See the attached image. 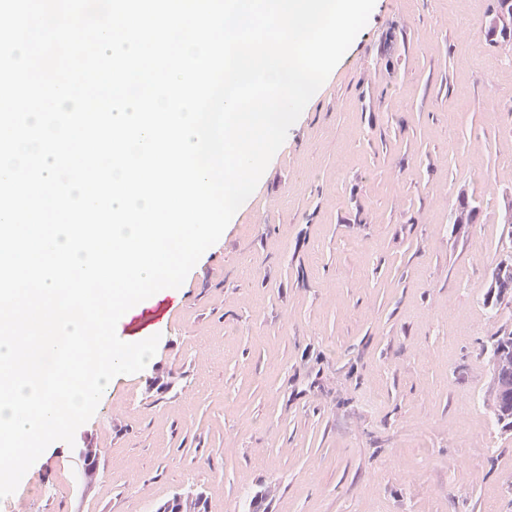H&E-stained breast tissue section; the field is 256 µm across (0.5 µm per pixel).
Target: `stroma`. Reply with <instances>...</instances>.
Wrapping results in <instances>:
<instances>
[{
  "label": "stroma",
  "mask_w": 512,
  "mask_h": 512,
  "mask_svg": "<svg viewBox=\"0 0 512 512\" xmlns=\"http://www.w3.org/2000/svg\"><path fill=\"white\" fill-rule=\"evenodd\" d=\"M493 0H376L220 240L176 289L151 368L119 375L23 477L26 512H512V432L479 355L512 200V56ZM475 223L450 222L458 191ZM89 448H76L75 455L80 463L84 480L91 482L99 472L100 467V448L89 442ZM155 512H207L202 491L176 492L159 504Z\"/></svg>",
  "instance_id": "stroma-1"
}]
</instances>
